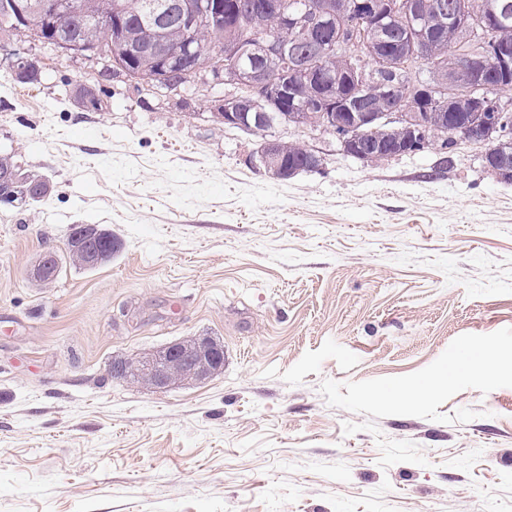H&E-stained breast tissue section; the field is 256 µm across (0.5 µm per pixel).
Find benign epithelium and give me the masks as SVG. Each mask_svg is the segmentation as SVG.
Wrapping results in <instances>:
<instances>
[{"label": "benign epithelium", "mask_w": 512, "mask_h": 512, "mask_svg": "<svg viewBox=\"0 0 512 512\" xmlns=\"http://www.w3.org/2000/svg\"><path fill=\"white\" fill-rule=\"evenodd\" d=\"M14 12L17 19L27 20L32 16L46 23V31L64 25L78 3L74 0H39L35 5L30 0H14ZM279 11L282 0H237L231 7L224 0H186L180 6L179 23L183 37L181 47L171 50L166 43H159L154 54L157 60L158 74L154 76V85L168 87L167 78L179 73L196 79L200 86L206 87L215 82L230 86L246 87L249 95L240 97L228 95L217 100L213 117L228 127H239L247 133L261 137L257 149V159L265 171L276 177L294 176L302 170L315 169L321 162V156L310 149L307 152L305 166H290L285 163L281 153L280 139L268 136V130L280 125L288 126V106L296 101L297 87L300 84L313 86L324 80L325 61L335 55L349 52L359 43L362 33L354 21L341 25L339 32L327 45L318 46L312 56L301 57L287 50L278 39L267 37L259 43L264 58L278 65L288 60V74L291 80L286 83L274 82L264 70L247 68L243 59L252 53V48L239 42H226L222 50L200 60L199 48L195 43V30L206 20L224 23V30L232 31L236 17L241 9ZM335 10L323 15L304 11L286 18L293 38L300 42L313 43L317 36L329 26ZM58 51L71 56H87L95 52V47L76 38L56 39ZM503 72L512 68V60L502 50L494 52L479 51L469 59V66L463 76L470 111L479 118L472 122H458L448 110L449 116L440 117L438 125L430 127L429 109L441 105L443 100L453 101L457 94L458 77L447 78L441 73L434 74L428 82L412 80L409 83L410 95L403 102L387 112H377L373 105L357 102L353 98L336 99L320 93L304 102L303 110L318 111L312 123H296L303 129H320L336 132L341 151L369 164L380 154L391 157L401 156L417 150L427 141L428 131L442 138L440 149L448 150L462 141L480 144L484 147L483 163L497 180L512 184V161L501 153L500 139L512 137V127L500 130L497 124L498 110L512 107V98L500 92L502 84H491L487 72L491 65ZM402 125L411 128L414 143L392 142L378 136L369 138L367 132L377 131L382 125ZM69 249L78 255L88 268L104 264L112 254L113 238L110 233L95 224L77 225L68 242ZM57 256L55 251L42 253L34 276L49 279L55 275ZM224 346L211 336H190L166 346L144 350L127 358L112 361V377L123 379L133 372L140 382L148 387L164 389L190 382H202L224 368Z\"/></svg>", "instance_id": "benign-epithelium-1"}]
</instances>
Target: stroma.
<instances>
[{
	"label": "stroma",
	"instance_id": "35a3bbf8",
	"mask_svg": "<svg viewBox=\"0 0 512 512\" xmlns=\"http://www.w3.org/2000/svg\"><path fill=\"white\" fill-rule=\"evenodd\" d=\"M7 46L43 76L0 67V150L53 191L0 203V512H512V184L479 147L278 127L322 158L278 179L209 101ZM75 224L120 252L31 278ZM198 335L204 382L109 373Z\"/></svg>",
	"mask_w": 512,
	"mask_h": 512
}]
</instances>
